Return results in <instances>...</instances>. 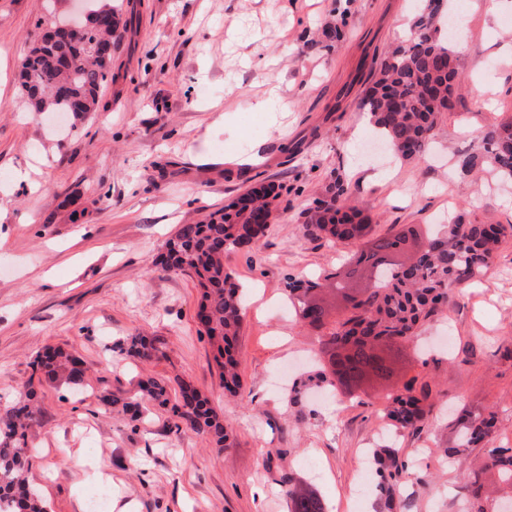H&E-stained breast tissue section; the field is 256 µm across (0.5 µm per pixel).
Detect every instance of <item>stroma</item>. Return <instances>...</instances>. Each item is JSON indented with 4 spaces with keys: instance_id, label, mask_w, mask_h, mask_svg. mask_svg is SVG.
Instances as JSON below:
<instances>
[{
    "instance_id": "35a3bbf8",
    "label": "stroma",
    "mask_w": 512,
    "mask_h": 512,
    "mask_svg": "<svg viewBox=\"0 0 512 512\" xmlns=\"http://www.w3.org/2000/svg\"><path fill=\"white\" fill-rule=\"evenodd\" d=\"M419 3L124 0L132 27L112 45L115 78L97 110L52 119L28 109L19 69L39 30L69 17L70 0H0V411L34 386L27 477L48 512H88L102 489L109 512H286L292 487L316 492L329 512H499L512 497L485 448L442 458L464 413L495 411L493 443L512 448V242L402 347L391 385L431 391L418 432L392 426L388 387L321 401L322 365L307 360L319 333L288 309L287 277L340 270L344 249L302 233L334 180L378 235L425 230L448 213L512 223V183L463 182L454 164L480 129L512 115L511 8L453 0L461 85L432 158L365 151L373 137L359 102ZM260 185L278 195L276 220L258 247L224 256L245 291L243 387L231 398L197 322L199 288L164 272L159 256L180 225ZM446 332L450 349H435ZM135 334L161 342L162 355L113 350ZM53 349L83 359L80 390L32 382L33 359ZM148 377L203 392L233 446L176 429L167 406L133 422L102 403ZM384 445L415 475L391 497L373 477L355 492L364 454Z\"/></svg>"
}]
</instances>
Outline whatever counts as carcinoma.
Instances as JSON below:
<instances>
[{
    "label": "carcinoma",
    "mask_w": 512,
    "mask_h": 512,
    "mask_svg": "<svg viewBox=\"0 0 512 512\" xmlns=\"http://www.w3.org/2000/svg\"><path fill=\"white\" fill-rule=\"evenodd\" d=\"M443 0H425L413 18L411 37L386 53L379 72L367 88L361 109L367 112L375 135L393 154L403 160H424L433 132L449 108L453 87L459 80L454 51L442 43L433 26ZM112 18L110 28L91 27L50 42H35L20 64L22 91L36 112H65L86 115L97 111L100 88L112 76V55L98 51L100 42H114L130 25L123 17V4L100 6ZM479 147L457 155L460 174L488 172L504 182L512 181V116L481 129ZM349 189L333 181L315 198L303 225L304 235L344 245H355L373 232L370 216L346 206ZM273 189L254 187L194 224H183L165 245L160 265L167 272L194 277L201 289L198 315L202 333L214 351V361L224 390L234 395L241 387L237 343L242 329V292L224 266V253L258 245L268 228L256 220L267 212L276 215ZM427 243L404 260L409 238L403 233L378 236L346 261L345 279L333 290L348 302L337 317L316 294L326 289L319 278L290 277L288 297L299 304V320L325 336L323 353L328 357L346 352V376L361 387L370 379L385 380L392 374L391 357L375 351L374 344L392 338L412 337L425 321L448 299L454 283L479 278L503 244L512 241V224L468 222L459 216L435 235L426 234ZM120 352L143 362L152 360L160 349L146 336H133L117 344ZM34 371L45 378L77 386L84 380V362L74 355L53 350L39 354L32 362ZM179 396L172 406L196 435L206 437L216 448L231 446V435L224 418L196 388L177 382ZM33 388L21 393L18 402L0 413V512H47L41 497L27 483V431L33 419ZM429 392L416 391L414 381L391 396L389 419L402 429H420L431 413ZM165 406L169 386L149 378L140 382L138 401H125L114 394L103 399L109 407L137 421L142 416L141 401ZM496 423L490 412L479 418L462 415L457 419L458 435L451 455L460 449L487 446L492 442ZM491 466L512 482V448L494 447L489 451ZM380 488L391 491L394 482L408 473V466L397 454L374 460ZM290 512H327L316 496L293 498Z\"/></svg>",
    "instance_id": "obj_1"
}]
</instances>
